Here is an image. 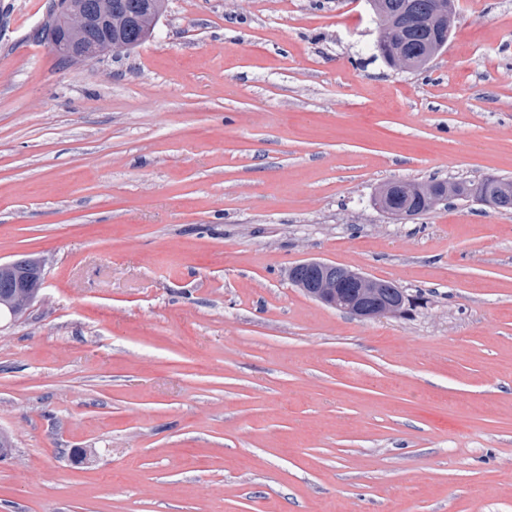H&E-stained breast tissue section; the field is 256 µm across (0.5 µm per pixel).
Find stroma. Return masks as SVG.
<instances>
[{"label": "stroma", "instance_id": "obj_1", "mask_svg": "<svg viewBox=\"0 0 512 512\" xmlns=\"http://www.w3.org/2000/svg\"><path fill=\"white\" fill-rule=\"evenodd\" d=\"M40 2L0 0V260L45 265L0 320V512H512V211L374 204L512 180V0L417 71L368 0H168L76 64ZM307 259L416 303L324 306ZM410 182V195L409 202L411 203V207L417 213V216L426 214L432 211L435 207H437L442 202H445L448 198V195L443 193H434L431 196V193L435 190H440L445 184L448 188V181L444 180H428V181H408ZM431 197V199H430ZM430 200V203H429ZM430 204L434 207L431 208ZM14 262L17 269H27L32 266L33 258L22 256L14 261L0 262V271L11 274L15 278L17 294L8 305L12 318H15L29 309L31 304L39 297L45 280L44 264L41 260H34L35 267L38 271L37 282H33L26 272L17 270L13 266ZM307 267L320 272V278L317 281H299L306 280L309 277V271L306 267L295 265L293 267L295 277L297 279L289 280L291 283L300 288V290L308 297L334 309L343 311L351 316L361 319H378L383 317H400L406 310L405 304L410 305L411 296L401 289L396 283H392L391 288H379L375 279L363 272L336 266V274H340L347 270L341 277H335L332 274L333 264L321 260H306L301 263ZM341 282H349L354 288H362L364 292V302L368 306H375L379 297H391L398 288L400 301L395 298L392 302H384L374 308H367L361 298V295H345L341 290L344 288Z\"/></svg>", "mask_w": 512, "mask_h": 512}]
</instances>
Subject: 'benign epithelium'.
<instances>
[{
  "instance_id": "7a95c632",
  "label": "benign epithelium",
  "mask_w": 512,
  "mask_h": 512,
  "mask_svg": "<svg viewBox=\"0 0 512 512\" xmlns=\"http://www.w3.org/2000/svg\"><path fill=\"white\" fill-rule=\"evenodd\" d=\"M119 5L113 0H97L94 13L89 14L82 8L80 0H60L54 8L53 27L63 33V37L52 40L51 47L60 57L93 63L107 56L116 57L126 51L120 30L105 39L93 42L84 40L85 32L93 25L112 28V16L117 14ZM38 271L37 281H32L24 271H19L13 262H0V271L14 276L17 294L8 305L11 316L16 317L29 309L39 297L43 288L45 273L41 260H34ZM303 265L320 272V278L314 282L291 280L308 297L334 309L348 313L361 319H378L383 317H399L410 304L411 296L399 290L400 299L385 302L374 308L364 305L361 295H346L342 291V283L349 282L356 288H376L377 282L363 272L349 269L341 277L332 274L333 264L321 260H306Z\"/></svg>"
}]
</instances>
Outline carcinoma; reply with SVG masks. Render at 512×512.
<instances>
[{
  "mask_svg": "<svg viewBox=\"0 0 512 512\" xmlns=\"http://www.w3.org/2000/svg\"><path fill=\"white\" fill-rule=\"evenodd\" d=\"M445 0H370L375 17L382 19L378 24L376 51L383 59L391 56L394 48H402L413 64V69L422 68L438 53L436 38L448 36V17L437 14ZM157 22L145 19L140 25L122 29V35L134 49L145 42L155 31ZM444 180L410 182L409 202L417 215L430 211L431 193L441 189ZM489 193L495 199L494 207L512 210V180L488 177L479 181L455 180L451 183L450 194L457 200L476 199Z\"/></svg>",
  "mask_w": 512,
  "mask_h": 512,
  "instance_id": "obj_1",
  "label": "carcinoma"
}]
</instances>
